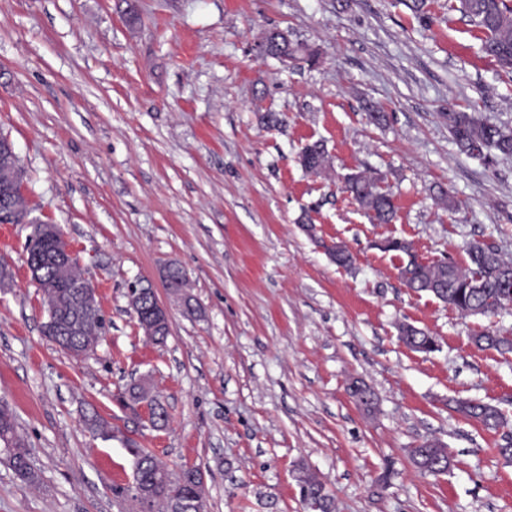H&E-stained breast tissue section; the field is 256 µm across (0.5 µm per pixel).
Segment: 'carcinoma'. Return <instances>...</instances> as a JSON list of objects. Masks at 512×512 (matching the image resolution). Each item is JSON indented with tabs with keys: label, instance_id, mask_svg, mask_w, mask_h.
Here are the masks:
<instances>
[{
	"label": "carcinoma",
	"instance_id": "obj_1",
	"mask_svg": "<svg viewBox=\"0 0 512 512\" xmlns=\"http://www.w3.org/2000/svg\"><path fill=\"white\" fill-rule=\"evenodd\" d=\"M458 2V11L484 34L482 52L493 58L503 71L512 72V5L509 0ZM271 47L270 55L278 59L283 56L310 62L315 59L314 53L299 43L279 46L273 42ZM443 116L448 121V131L455 145L466 156L486 163L498 157H512V125L492 121L474 110H452ZM300 163L309 173H322L328 165L324 146L319 142L305 146ZM345 189L378 222L388 224L395 217L393 198L379 186V178L365 172L351 173L345 178ZM54 247V243L40 236L38 227H33L26 246L28 252L41 250L49 253ZM382 250L410 256L401 269L406 287L416 292L433 293L464 316L492 314L512 304V261L504 259L492 245L471 246L468 251L470 265L466 268L458 266L450 257L437 264H422L411 256L410 245L397 239L385 240ZM78 276L79 272L74 268L65 279L59 277L51 266L41 269L47 306L54 309L63 323L70 319L82 322L81 334L58 337L60 348L70 354L93 344L105 328L104 317L82 311L71 297L70 285ZM402 329L407 332L406 344L413 350H438L435 337L427 332L415 331L405 324ZM475 344L481 349L512 351V340L487 330L476 335ZM348 393L364 411H374L375 395L366 384L354 380L348 385ZM455 410L487 428L497 429L506 424L499 409L488 403L459 400ZM0 442L6 448L9 466L17 478L26 483L36 482L37 474L30 463V449L16 432L12 412L3 405H0ZM129 452L138 457L141 493L133 492L128 486L116 487L113 489L116 497L131 499L135 502L136 512H171L172 493L176 491L192 503L193 512H205L204 485L199 468L183 466L173 472L147 448L135 447ZM413 461L421 472L438 475L448 470L451 456L445 446L430 448L423 445L413 455ZM297 483L301 501L308 512H333L332 497L316 474L302 468Z\"/></svg>",
	"mask_w": 512,
	"mask_h": 512
}]
</instances>
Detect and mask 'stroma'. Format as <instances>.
<instances>
[{
    "mask_svg": "<svg viewBox=\"0 0 512 512\" xmlns=\"http://www.w3.org/2000/svg\"><path fill=\"white\" fill-rule=\"evenodd\" d=\"M0 0V134L25 172L32 216L59 225L109 324L75 359L42 333L46 304L25 262L28 224H0V404L38 474L18 480L0 448V512H133L127 442L171 469L203 473L207 512H304L298 466L335 512H512V308L462 316L399 279L407 241L425 263L468 265L472 243L512 258V159L460 154L444 112L512 121V74L448 0ZM269 28L316 54L282 64L251 44ZM386 114L371 123L366 104ZM274 112L282 120L264 121ZM319 142L330 166L306 173ZM368 171L397 215L379 224L342 189ZM450 192L458 205L448 212ZM352 254L334 264V245ZM183 269L196 308L162 279ZM169 310L165 344L146 339L127 288ZM409 323L438 351L407 348ZM168 414L137 426L119 396L140 377ZM364 380L365 414L346 391ZM500 409L492 430L453 411ZM97 416L103 437L87 424ZM440 439L450 469L420 472L410 451ZM300 163L309 173H322L328 165V156L324 146L319 142L305 146L300 155Z\"/></svg>",
    "mask_w": 512,
    "mask_h": 512,
    "instance_id": "35a3bbf8",
    "label": "stroma"
}]
</instances>
